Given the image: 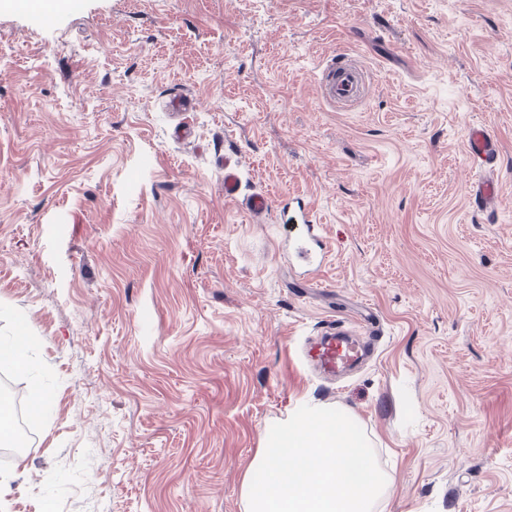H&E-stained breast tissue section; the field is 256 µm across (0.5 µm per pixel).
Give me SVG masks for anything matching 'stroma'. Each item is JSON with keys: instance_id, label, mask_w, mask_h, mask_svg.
Wrapping results in <instances>:
<instances>
[{"instance_id": "35a3bbf8", "label": "stroma", "mask_w": 512, "mask_h": 512, "mask_svg": "<svg viewBox=\"0 0 512 512\" xmlns=\"http://www.w3.org/2000/svg\"><path fill=\"white\" fill-rule=\"evenodd\" d=\"M339 53L372 73L323 102ZM195 103L176 138L172 94ZM499 147L495 216L469 124ZM304 197L317 285L274 215ZM376 361L335 382L303 346L360 309ZM29 339L32 437L0 512H245L247 463L308 398L365 432L377 512H512V0H0V340ZM318 85L322 99L340 110L358 104L370 88L367 72L346 54H337L322 65ZM465 151L479 171L467 191L471 207L475 212L493 215L498 202L499 186L487 173L495 167L499 154L497 143L485 126L469 125L465 135ZM241 168L238 160L231 156L224 158V198L241 202L244 208L256 217L275 211L280 224H297L298 233L278 243V251L288 263L303 269V276L309 282L310 275L317 274L329 262L330 250L321 224H317L308 201L299 199L288 203V199L276 202L266 194H254L240 200ZM295 204V205H292Z\"/></svg>"}]
</instances>
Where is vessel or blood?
Listing matches in <instances>:
<instances>
[{"label": "vessel or blood", "instance_id": "1", "mask_svg": "<svg viewBox=\"0 0 512 512\" xmlns=\"http://www.w3.org/2000/svg\"><path fill=\"white\" fill-rule=\"evenodd\" d=\"M318 85L325 102L341 110L358 104L369 92L368 75L359 62L348 55L339 54L327 60L319 70ZM465 151L475 165L478 176L468 187L470 204L474 211L494 214L498 202L499 186L490 172L498 158V146L482 125L468 126ZM241 168L236 158L224 159V197L232 202H242L245 209L260 217L275 212L278 223L294 224L298 233L286 237L278 249L290 265L302 269L304 275L317 274L329 262L330 250L323 227L317 224L308 201L295 203L274 201L268 195L241 194ZM375 349L371 337L353 338L342 327L330 325L307 350V357L322 375L333 377L349 367L369 361Z\"/></svg>", "mask_w": 512, "mask_h": 512}]
</instances>
